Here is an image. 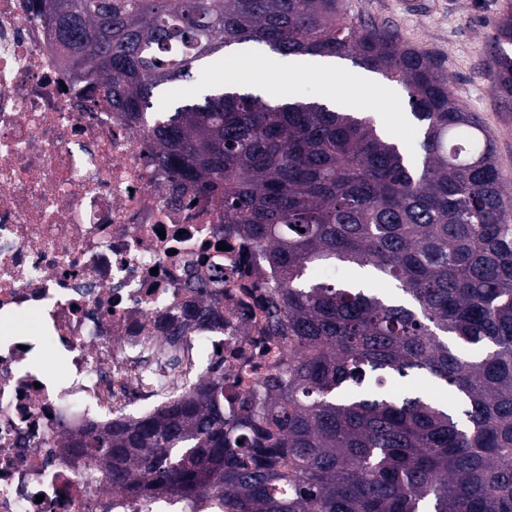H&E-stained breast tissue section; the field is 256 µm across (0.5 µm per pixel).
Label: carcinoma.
<instances>
[{"mask_svg": "<svg viewBox=\"0 0 512 512\" xmlns=\"http://www.w3.org/2000/svg\"><path fill=\"white\" fill-rule=\"evenodd\" d=\"M94 102L144 124L174 179L217 205L278 274L265 329L288 366L260 398L209 380L138 422L67 433L134 502L223 512H512V213L496 148L448 76L345 0H42ZM486 74L512 103V0ZM232 46L338 58L403 86L418 151L371 115L202 68ZM195 83L197 93L176 92ZM336 262L374 284L310 278ZM411 374L451 391L395 394Z\"/></svg>", "mask_w": 512, "mask_h": 512, "instance_id": "carcinoma-1", "label": "carcinoma"}]
</instances>
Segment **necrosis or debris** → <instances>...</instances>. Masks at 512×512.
Returning a JSON list of instances; mask_svg holds the SVG:
<instances>
[{"mask_svg":"<svg viewBox=\"0 0 512 512\" xmlns=\"http://www.w3.org/2000/svg\"><path fill=\"white\" fill-rule=\"evenodd\" d=\"M53 37L41 0H0V512H136L63 435L175 396L165 338L190 308L224 325L188 348L259 393L288 358L261 311L277 277L215 204L172 193L143 126L91 103ZM25 312L37 332L16 326Z\"/></svg>","mask_w":512,"mask_h":512,"instance_id":"4bbe7bcc","label":"necrosis or debris"}]
</instances>
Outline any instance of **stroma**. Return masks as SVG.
Instances as JSON below:
<instances>
[{
  "label": "stroma",
  "mask_w": 512,
  "mask_h": 512,
  "mask_svg": "<svg viewBox=\"0 0 512 512\" xmlns=\"http://www.w3.org/2000/svg\"><path fill=\"white\" fill-rule=\"evenodd\" d=\"M409 11L406 0H347L349 13H362L400 31L414 48L438 61L447 73L455 96L480 118L497 150V161L512 189V109L494 93L486 74V63L494 35L491 22L504 0H419ZM335 77L299 78L289 62L277 66L273 80L255 73L253 81L271 96L287 94L324 96L328 87L342 88L351 107L382 118L395 138L407 147L416 144L406 94L401 85L382 77L362 73L360 86L348 85L345 74L357 72L347 60L337 61Z\"/></svg>",
  "instance_id": "35a3bbf8"
}]
</instances>
